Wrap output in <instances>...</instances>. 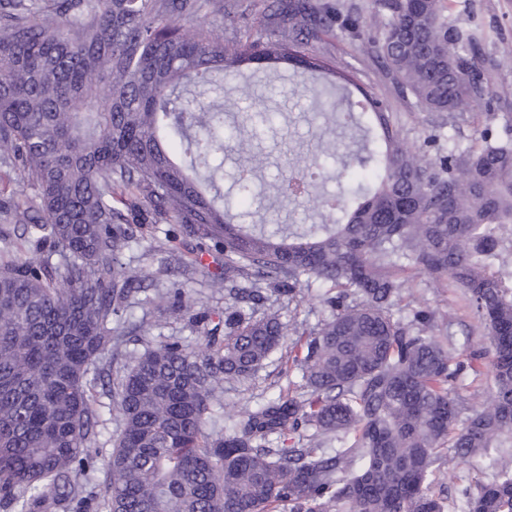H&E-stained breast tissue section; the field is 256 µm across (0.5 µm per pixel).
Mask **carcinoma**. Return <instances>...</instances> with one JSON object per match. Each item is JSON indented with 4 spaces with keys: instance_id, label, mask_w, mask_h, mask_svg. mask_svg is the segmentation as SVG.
I'll return each mask as SVG.
<instances>
[{
    "instance_id": "carcinoma-1",
    "label": "carcinoma",
    "mask_w": 512,
    "mask_h": 512,
    "mask_svg": "<svg viewBox=\"0 0 512 512\" xmlns=\"http://www.w3.org/2000/svg\"><path fill=\"white\" fill-rule=\"evenodd\" d=\"M269 34L231 47L216 30L224 0H0V167L34 189L0 202L33 252L0 253V512H80L84 455L98 411L100 356L124 360L108 381L120 434L100 489L105 512H448L433 488L441 450L500 455L494 479L465 493L463 512H512V116L469 142L442 133L412 150L392 105L365 95L381 148L354 155L362 178L314 206L322 223L277 232L233 222L215 184L224 112L191 84L224 94L242 65L332 73L306 51L320 30L375 45L402 97L456 122L488 93L477 61L483 32L460 30L442 0H371V24L322 0H278ZM260 161L239 162L232 188L254 193ZM325 167L297 168L308 199ZM142 197L224 253V335L193 347L126 350L110 317L134 303L140 272L119 260L136 225L112 206ZM448 279L486 326L490 349L459 359L448 318L403 309L401 273ZM326 287L313 328L240 304L264 292ZM181 320L178 291L142 300ZM291 343L301 384L246 408L215 433L224 385L252 378ZM492 384L461 418L455 382L481 360ZM297 435L290 446L272 437Z\"/></svg>"
}]
</instances>
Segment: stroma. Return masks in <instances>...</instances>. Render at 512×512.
<instances>
[{
	"label": "stroma",
	"mask_w": 512,
	"mask_h": 512,
	"mask_svg": "<svg viewBox=\"0 0 512 512\" xmlns=\"http://www.w3.org/2000/svg\"><path fill=\"white\" fill-rule=\"evenodd\" d=\"M451 3L457 8L455 17L460 27L478 26L488 34L481 46V54L490 91L478 107L468 112L467 121L461 126L462 136L469 139L488 128L500 129L503 115L512 113V0H469L464 12L458 9L460 0H451ZM276 5L277 0H224L221 34L225 42L234 44L266 29L268 17ZM310 51L323 57L334 69L354 75V84L340 90L339 105L358 101L365 92L390 100L396 127L410 146L420 147L431 128L451 132L452 121L447 113L420 111L400 97L392 76L367 40L333 31L314 41ZM249 78L255 81V97L276 114L272 126L255 137L250 134L246 113L238 109L240 88ZM314 81V75L308 73L296 72L283 77L269 69L255 75L245 68L239 78L227 83L222 99L224 119L230 130L238 133L241 147L263 154L265 165L259 170L257 179L265 188V204L286 224L312 223L314 212L279 194L281 171L319 147L335 151L340 162L353 147V134L340 127L309 92L308 87ZM118 209L130 223L142 227L138 242L121 255L124 263L138 267L144 276L141 297L151 298L156 293L181 288L193 296L199 312L196 320L176 321L145 303L127 308L122 320L129 331L128 349L140 352L146 346L166 341L193 344L200 337L223 328L224 296L208 286L210 277L224 269L223 254L208 249L197 236L183 233L174 221L156 220L150 211L134 204L133 200L119 204ZM166 239L176 245L178 259L172 262L168 272L162 273L150 256L149 248ZM404 288L419 296L424 307L447 316L448 342L461 358L489 349L487 330L468 307L461 290L449 287L447 281H435L423 274L414 275L405 282ZM324 292L325 288L320 284H303L295 288L292 295H272L269 300L260 302L257 309L262 314H276L281 320L293 319L313 327L328 314ZM141 321L151 324L149 336L132 332V324ZM284 369L280 353H273L253 380L225 388L222 406L238 411L276 396L280 387L286 384ZM96 407L99 419L86 445L99 465L98 471L89 477L94 486L101 485L104 479L102 467L110 457L119 433L108 385H97ZM442 469L445 480L437 491L449 503L458 505L463 500L464 490H475L477 483L493 479L496 459L492 456L462 458L449 452L442 459Z\"/></svg>",
	"instance_id": "1"
}]
</instances>
